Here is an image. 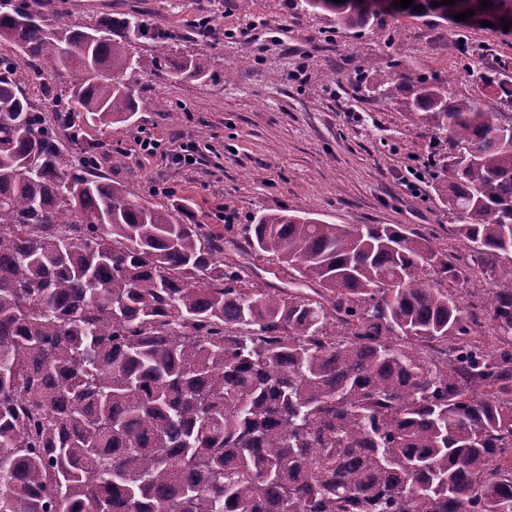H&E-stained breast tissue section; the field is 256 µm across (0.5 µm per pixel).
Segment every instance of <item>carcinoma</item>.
Masks as SVG:
<instances>
[{"label":"carcinoma","instance_id":"carcinoma-1","mask_svg":"<svg viewBox=\"0 0 512 512\" xmlns=\"http://www.w3.org/2000/svg\"><path fill=\"white\" fill-rule=\"evenodd\" d=\"M303 2L343 28L401 11ZM481 2L453 11L512 21ZM64 15L0 0V512H512V120L407 78L447 136L435 176L492 284V350L456 265L400 225L262 214L234 243L278 260L288 285H261L224 232L103 174L134 76L215 61L138 13Z\"/></svg>","mask_w":512,"mask_h":512}]
</instances>
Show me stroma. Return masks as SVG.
<instances>
[{"instance_id":"1","label":"stroma","mask_w":512,"mask_h":512,"mask_svg":"<svg viewBox=\"0 0 512 512\" xmlns=\"http://www.w3.org/2000/svg\"><path fill=\"white\" fill-rule=\"evenodd\" d=\"M74 24L95 15L142 12L151 26L182 36L184 55L205 52L223 73L200 80L144 76L132 123L103 134L102 165L113 180L151 202L185 205L189 224L214 223L217 209L236 223L273 212H307L334 224H400L457 257L452 290L483 303L490 280L464 259L452 232L457 218L433 189L431 160L446 157L435 129L410 122L401 77L447 82L457 98L498 105L487 72L512 74V30L485 27L429 11L390 13L367 26L338 27L332 14L304 9L303 0H68ZM209 18L218 38L196 30ZM477 67L462 69L460 45ZM395 81L391 103L377 100ZM202 150L183 167L136 151L140 132ZM423 179L411 182L412 170ZM174 195L158 193L162 183Z\"/></svg>"}]
</instances>
